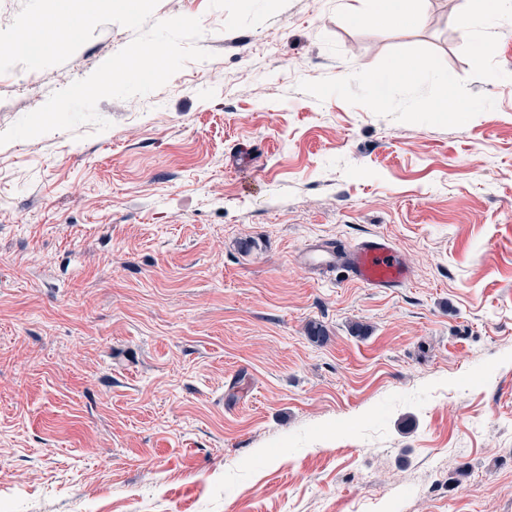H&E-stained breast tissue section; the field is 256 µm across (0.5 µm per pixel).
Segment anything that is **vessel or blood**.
<instances>
[{
    "instance_id": "vessel-or-blood-1",
    "label": "vessel or blood",
    "mask_w": 512,
    "mask_h": 512,
    "mask_svg": "<svg viewBox=\"0 0 512 512\" xmlns=\"http://www.w3.org/2000/svg\"><path fill=\"white\" fill-rule=\"evenodd\" d=\"M300 260L309 268L344 274L346 279L377 291L406 287L412 277L394 243L376 234L343 247L331 240H310Z\"/></svg>"
}]
</instances>
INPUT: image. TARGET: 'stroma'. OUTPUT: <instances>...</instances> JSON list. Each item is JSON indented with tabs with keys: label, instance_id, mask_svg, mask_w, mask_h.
I'll return each mask as SVG.
<instances>
[{
	"label": "stroma",
	"instance_id": "stroma-1",
	"mask_svg": "<svg viewBox=\"0 0 512 512\" xmlns=\"http://www.w3.org/2000/svg\"><path fill=\"white\" fill-rule=\"evenodd\" d=\"M356 4L159 0L211 59L0 145V512H512V15ZM135 36L0 74V131ZM372 233L406 288L296 260ZM369 6L355 14L360 23L382 22L421 27L427 18L420 0H370Z\"/></svg>",
	"mask_w": 512,
	"mask_h": 512
}]
</instances>
